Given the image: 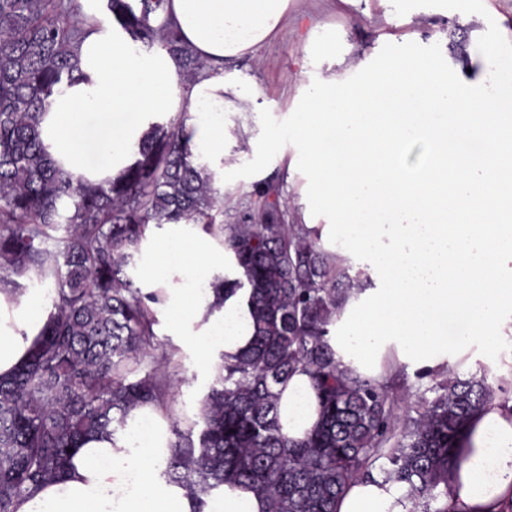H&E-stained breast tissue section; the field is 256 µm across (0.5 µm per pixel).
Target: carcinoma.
Wrapping results in <instances>:
<instances>
[{
    "label": "carcinoma",
    "mask_w": 512,
    "mask_h": 512,
    "mask_svg": "<svg viewBox=\"0 0 512 512\" xmlns=\"http://www.w3.org/2000/svg\"><path fill=\"white\" fill-rule=\"evenodd\" d=\"M164 0H106L113 20L146 47L159 45L192 80L204 68L166 21ZM80 0H0V281L49 286L54 312L29 359L0 378V512L57 477L79 441L126 427L131 411L175 400L167 352L146 360L160 303L129 269L150 226L200 224L224 246L247 291L251 347L221 365L193 416L171 420L164 475L200 499L248 484L270 512H336L355 478L377 470L402 483L415 512H448L458 437L494 398L485 378L441 379L402 418L383 383L340 367L326 336L360 286L304 224L288 223L279 188L255 190L224 214L208 165L183 134L188 113L157 123L135 161L103 184L75 179L49 157L40 124L49 97L76 79ZM228 216L227 222L217 221ZM306 372L320 423L304 439L281 432L279 387Z\"/></svg>",
    "instance_id": "carcinoma-1"
}]
</instances>
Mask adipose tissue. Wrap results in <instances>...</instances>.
<instances>
[{"label":"adipose tissue","mask_w":512,"mask_h":512,"mask_svg":"<svg viewBox=\"0 0 512 512\" xmlns=\"http://www.w3.org/2000/svg\"><path fill=\"white\" fill-rule=\"evenodd\" d=\"M84 0L93 29L77 47L79 78L50 97L41 139L50 157L83 182L120 174L159 115L188 113L185 133L223 189L224 113L245 109L226 61L280 34L292 0H165L161 17L207 65L181 82L174 59L146 51ZM335 35L316 54L324 63L295 97L284 135L289 171H305L302 219L322 246L363 270L328 342L341 367L367 378L399 366L437 370L472 341L488 348L512 332V83L449 74L438 57L394 40L337 71ZM424 147L419 171L405 162ZM230 260L197 224L155 229L143 254V293L161 294L158 315L175 335L192 336L202 366L248 349L254 326L246 299L218 300L216 279ZM54 311L42 289L0 284V377L25 363ZM462 321L470 335L449 339ZM320 420L308 374L295 373L280 399L282 433L303 439ZM174 436L154 404L134 409L124 430L88 437L64 474L20 498L16 512H195L187 490L163 470ZM460 462L448 479L457 512H504L512 505V402L483 406L462 430ZM402 484L380 474L352 481L336 512H410ZM207 512H269L246 486L213 492Z\"/></svg>","instance_id":"adipose-tissue-1"}]
</instances>
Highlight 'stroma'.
Listing matches in <instances>:
<instances>
[{
  "label": "stroma",
  "instance_id": "1",
  "mask_svg": "<svg viewBox=\"0 0 512 512\" xmlns=\"http://www.w3.org/2000/svg\"><path fill=\"white\" fill-rule=\"evenodd\" d=\"M311 29L319 34L335 31L336 54L348 59L388 40L412 38L422 52L447 56L451 66L471 70L490 88L496 84L500 59L512 60V0H294L288 25L277 37L224 66L225 73L240 80L250 105L249 111L224 115V162L236 169L225 186V209L250 197L256 184L269 178L279 185L289 215L303 208L282 163L290 148L279 131L289 120L294 96L308 82L302 38ZM490 44L500 45L499 58L485 55ZM243 125L252 131V144L235 138ZM154 345L160 351L177 347L171 365L176 409L192 410L209 384L192 348L163 332L157 333ZM448 372L485 377L497 399L512 401L510 343L494 350L472 345Z\"/></svg>",
  "mask_w": 512,
  "mask_h": 512
}]
</instances>
